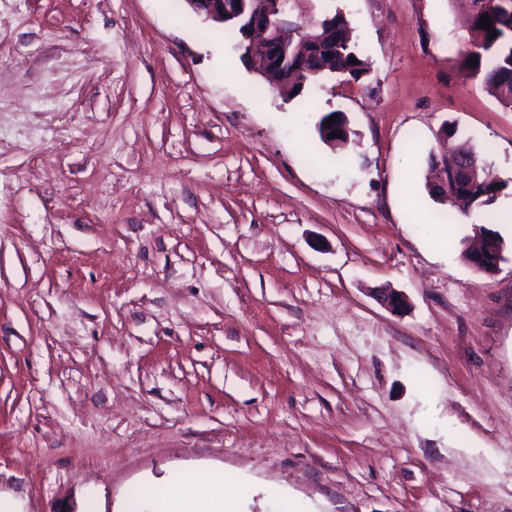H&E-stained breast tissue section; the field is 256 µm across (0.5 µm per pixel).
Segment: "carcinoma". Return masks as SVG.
Instances as JSON below:
<instances>
[{"label":"carcinoma","instance_id":"carcinoma-1","mask_svg":"<svg viewBox=\"0 0 512 512\" xmlns=\"http://www.w3.org/2000/svg\"><path fill=\"white\" fill-rule=\"evenodd\" d=\"M452 3L467 10L471 28L481 34V40L463 58L462 68L467 71L468 76L480 79L486 90L502 106L511 109L512 33L507 30L509 20L497 6L492 4V0H452ZM485 14L491 18V28L497 32L494 37L480 25V19ZM330 19L336 23V52L331 57L315 55L305 62V66L293 77L295 83L290 85L289 96L292 98L302 96L300 86L317 82L324 77H331L338 70L347 72V77L355 82L369 72L368 62L363 58L358 44L351 41L348 36L347 21L344 16L336 12L330 16ZM222 31L224 37L232 41L236 49L244 53L248 52L245 35L239 22L233 20L224 22ZM351 57L356 58V62H349ZM473 60L477 61V64H471ZM334 114L338 115L336 124L346 122L344 113L339 110L330 111L321 117L317 134L321 142L326 145L330 141V135L326 134L330 127L325 125V121ZM502 188V182L489 171L479 183L456 191L447 197L433 190L430 191V195L446 206V210L439 213L438 220L453 224L456 222V215L466 214L471 207L491 205Z\"/></svg>","mask_w":512,"mask_h":512}]
</instances>
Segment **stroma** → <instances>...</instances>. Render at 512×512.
<instances>
[{
	"label": "stroma",
	"instance_id": "35a3bbf8",
	"mask_svg": "<svg viewBox=\"0 0 512 512\" xmlns=\"http://www.w3.org/2000/svg\"><path fill=\"white\" fill-rule=\"evenodd\" d=\"M337 11L370 73L300 101L171 0H0V495L20 512H167L132 491L200 470L238 512H512V109L462 69L451 0L290 18ZM333 110L340 150L315 132ZM452 143L504 188L446 227L426 184ZM492 211L486 275L456 241Z\"/></svg>",
	"mask_w": 512,
	"mask_h": 512
}]
</instances>
